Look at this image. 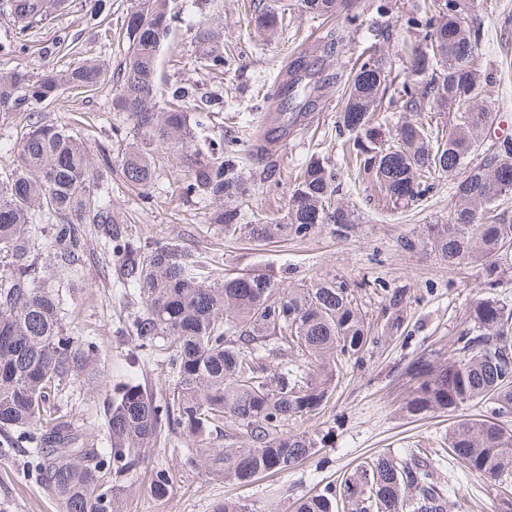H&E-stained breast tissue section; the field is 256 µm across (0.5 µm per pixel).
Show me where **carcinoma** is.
I'll use <instances>...</instances> for the list:
<instances>
[{"mask_svg": "<svg viewBox=\"0 0 512 512\" xmlns=\"http://www.w3.org/2000/svg\"><path fill=\"white\" fill-rule=\"evenodd\" d=\"M351 2L301 0L317 17L347 14ZM66 7L67 0H0V9L24 29ZM468 10V0H432L424 6L423 41L404 45L409 74L397 91L402 111L446 108L452 112L448 134L411 120L397 127L390 144L368 138L394 82L392 65L375 52L344 84L339 124L348 133L351 161L374 176L386 203L422 197L436 175L453 183L448 223L428 224L421 235L401 238L400 247L430 251L451 265L475 263L485 287L494 289L512 270V210L503 205L512 183L499 175L502 162L512 161V138L500 140L496 153L472 160L493 113L480 101L487 83L475 66L482 31L468 20ZM179 22L168 0H139L125 16L129 47L112 96V110L123 120L110 135L125 149L115 157L112 144L93 153L72 128L47 121L40 111L64 88L96 86L105 77L97 63L64 72L0 69V125L16 118L26 123L21 137L0 138L17 157L0 177V255L8 259L0 279V432L7 446L23 453L27 472L58 512H123L120 478L143 463L164 432L184 436L195 448L189 465L239 486L309 460L322 467L324 438L292 433L288 425L318 414L341 369L360 363L377 340L344 280L325 275L284 288L264 270L228 274L218 261H205L173 239L142 244L114 212L112 174L150 200L153 151L160 148L180 168V195L212 200L209 223L226 236L287 241L326 224L346 238L357 223L355 210L335 204L336 173L318 156L297 173L284 222L260 215L240 223L239 202L252 195V182L239 168L238 140L210 141L204 150L195 136L223 111V98L186 82L158 95L159 53ZM255 23L272 37L281 16L268 5ZM223 36L209 19L195 24L191 59L208 77L224 74ZM346 38V27L331 28L323 52H339ZM335 81L337 73L301 53L269 98L295 124L313 111L316 93ZM402 183L409 189L403 199L397 194ZM44 223L51 229L54 272L76 270L90 243L104 242L123 287L140 299L142 310L130 324L134 349L160 350L174 378L158 398L137 380L125 382L105 409L102 450L86 447V431L59 414L62 382L76 376L91 385L102 367L97 343L68 333L60 298L37 276L32 236ZM407 373L414 382L408 414L456 412L471 403L483 405L484 414L457 420L438 458L372 456L340 484L300 498L295 512H462L464 505L451 500L441 479L444 459L489 483L499 491V512H512V303L478 292L448 362L434 366L419 359ZM218 433L237 447H204ZM172 489L170 470L153 468L151 495L163 500ZM213 512L253 509L226 497Z\"/></svg>", "mask_w": 512, "mask_h": 512, "instance_id": "obj_1", "label": "carcinoma"}]
</instances>
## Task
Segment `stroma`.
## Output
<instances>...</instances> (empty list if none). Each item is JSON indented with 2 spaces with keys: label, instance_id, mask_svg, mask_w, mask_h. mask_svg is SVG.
<instances>
[{
  "label": "stroma",
  "instance_id": "1",
  "mask_svg": "<svg viewBox=\"0 0 512 512\" xmlns=\"http://www.w3.org/2000/svg\"><path fill=\"white\" fill-rule=\"evenodd\" d=\"M223 2V78L210 79L194 70L192 31L184 25L172 32L161 50L160 90L189 80L197 82L202 91L223 96L224 110L204 136H235L240 141L243 169L254 183L251 196L240 207L244 217L259 212L285 218L295 173L317 151L336 171L337 200L355 208L359 215L354 232L340 238L324 226L305 238L276 244L225 237L208 223L206 203L180 198L178 169L172 157L162 152L155 158L152 203L144 204L138 190L116 179L112 182V206L123 216L129 232L142 241L175 239L203 256L219 257L229 272L264 269L295 284L325 273L336 275L357 291L378 341L364 352L360 364L343 369L320 414L289 425L294 432L328 434L322 450L328 459L325 467L306 463L240 487L187 465L191 450L180 434L173 433L150 449L144 464L125 477L124 512H213L228 496L246 498L256 512H294L299 498L340 480L366 457L403 449L434 457L456 420L451 413L413 416L405 410L411 387L406 366L421 357L435 365L446 361L482 282L473 265L451 266L433 254L407 252L399 245L402 237L419 234L426 225L447 222L454 206L447 178H438L422 200L408 206L385 204L371 175L347 168L343 160L344 138L337 128L342 94L338 85L325 90L307 127L269 139V130L284 121L269 98L273 87L293 57L302 52L318 54L330 23L305 13L300 0H277L285 8L282 29L268 37L254 24L251 0ZM136 3L109 0L106 10L95 17L84 0H70L69 8L55 14L48 24L25 32L11 16L0 13V44L20 41L27 45L24 54L0 57V68L65 70L88 57L107 63L108 79L85 91L63 90L45 109L48 120L73 128L93 149L107 142L111 126L119 121L111 108L112 77L127 53L122 24ZM422 3L357 0L346 23L349 38L333 59L334 69L349 75L376 44L389 55L395 72L404 73L403 43L425 34L418 14ZM469 16L484 31L475 64L493 78L485 98L494 121L479 147L480 155L485 156L495 152L502 138L512 137V0H474ZM378 28L389 31L387 41H375ZM63 32L68 33V42L50 56H42V47ZM270 165L275 173L268 178L263 171ZM48 283L62 299L65 323L72 334L94 338L99 346L100 385L90 390L73 377L62 384L61 411L74 424L103 420L114 386L129 377H136L157 394L171 384L172 376L161 356L152 354L136 361L130 357L133 340L127 326L139 303L119 283L107 248L91 243L77 275L59 273L50 276ZM395 290L405 296L397 310L389 304ZM395 319L400 327L394 331L390 325ZM161 465L176 476L171 494L163 501L156 500L148 489L152 469ZM456 495L466 512H498L496 491L478 477L459 474ZM0 512H57L52 498L28 476L21 453L3 447Z\"/></svg>",
  "mask_w": 512,
  "mask_h": 512
}]
</instances>
